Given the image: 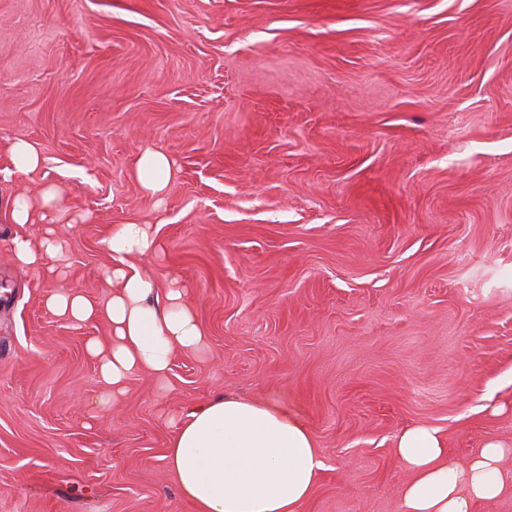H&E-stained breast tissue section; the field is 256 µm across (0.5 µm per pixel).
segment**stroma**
<instances>
[{"mask_svg": "<svg viewBox=\"0 0 512 512\" xmlns=\"http://www.w3.org/2000/svg\"><path fill=\"white\" fill-rule=\"evenodd\" d=\"M0 512H195L171 416L233 394L296 411L325 467L299 512H401V432L512 440V0H0ZM167 155L162 197L133 174ZM61 189L62 274L17 264L15 195ZM206 334L166 388L112 396L115 225ZM13 167L22 172H34L40 168L41 158L36 148L29 142L16 141L9 147Z\"/></svg>", "mask_w": 512, "mask_h": 512, "instance_id": "1", "label": "stroma"}]
</instances>
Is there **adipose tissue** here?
I'll list each match as a JSON object with an SVG mask.
<instances>
[{
	"label": "adipose tissue",
	"mask_w": 512,
	"mask_h": 512,
	"mask_svg": "<svg viewBox=\"0 0 512 512\" xmlns=\"http://www.w3.org/2000/svg\"><path fill=\"white\" fill-rule=\"evenodd\" d=\"M135 176L144 190L162 196L172 166L162 153L145 151ZM59 189L47 184L39 202H13L16 224H53L61 214ZM112 266L104 300L93 301L74 289L49 293V306L76 323L102 321L110 328L108 345L90 342L102 379L113 394L126 380L145 373L165 384L172 356L205 345L203 330L184 288L171 283L159 291L154 276L134 263L153 253L149 225H118L107 241ZM65 242L47 236L15 243L17 263L55 274ZM397 455L411 479L402 490V512H472L478 501L512 495V474L502 468L512 443L486 440L471 457H451L437 429L414 426L397 440ZM180 495L196 512H298L324 468L323 452L302 418L273 399L224 396L175 421L165 455Z\"/></svg>",
	"instance_id": "obj_1"
}]
</instances>
